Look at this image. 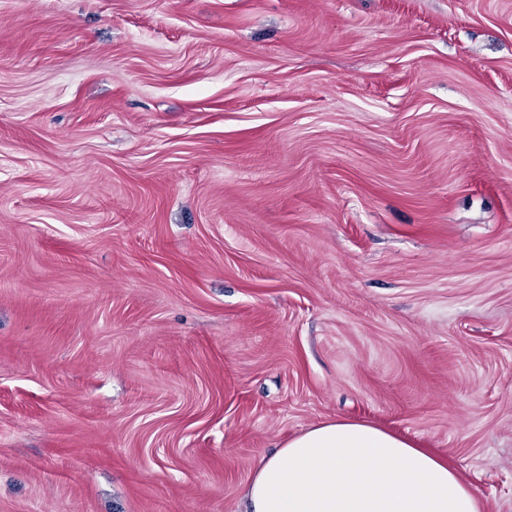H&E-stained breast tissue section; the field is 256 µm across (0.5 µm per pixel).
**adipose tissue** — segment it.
Segmentation results:
<instances>
[{
  "mask_svg": "<svg viewBox=\"0 0 512 512\" xmlns=\"http://www.w3.org/2000/svg\"><path fill=\"white\" fill-rule=\"evenodd\" d=\"M247 512H481L446 460L360 420L328 419L262 457Z\"/></svg>",
  "mask_w": 512,
  "mask_h": 512,
  "instance_id": "ef3b65f1",
  "label": "adipose tissue"
}]
</instances>
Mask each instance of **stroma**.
Here are the masks:
<instances>
[{
	"label": "stroma",
	"mask_w": 512,
	"mask_h": 512,
	"mask_svg": "<svg viewBox=\"0 0 512 512\" xmlns=\"http://www.w3.org/2000/svg\"><path fill=\"white\" fill-rule=\"evenodd\" d=\"M336 417L512 512V0H0V512Z\"/></svg>",
	"instance_id": "35a3bbf8"
}]
</instances>
